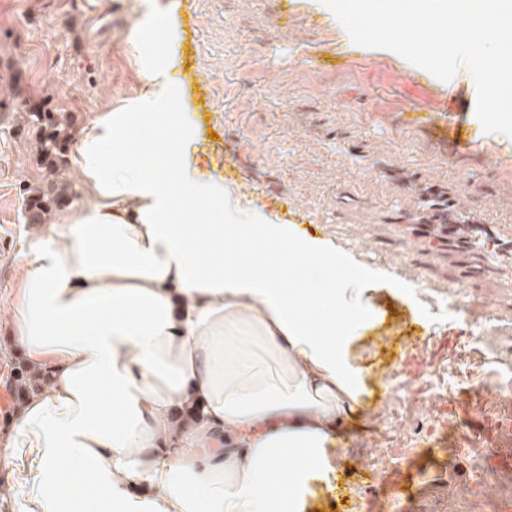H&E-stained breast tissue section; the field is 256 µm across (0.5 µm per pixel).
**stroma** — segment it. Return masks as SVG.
<instances>
[{"label":"stroma","mask_w":512,"mask_h":512,"mask_svg":"<svg viewBox=\"0 0 512 512\" xmlns=\"http://www.w3.org/2000/svg\"><path fill=\"white\" fill-rule=\"evenodd\" d=\"M154 2L0 0V102L21 91L83 131L139 91L127 40L137 29L164 41ZM181 2L194 25L172 80L199 114L196 168L222 173L240 206L273 223L319 225L338 257L373 277L379 316L350 348L364 402L344 421L335 494L318 512H448L473 499L500 512L512 483L486 479L474 434L512 423L499 391L512 377V263L483 259L430 220L438 207L456 224L512 227V139L484 132L473 76L444 83L356 45L321 0ZM21 121L0 111V512L26 492L32 464L4 441L23 403L11 341L21 259L45 231L24 215L22 187L42 173ZM435 384L448 387L437 417L417 399Z\"/></svg>","instance_id":"stroma-1"}]
</instances>
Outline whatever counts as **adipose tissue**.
I'll return each instance as SVG.
<instances>
[{"instance_id": "1", "label": "adipose tissue", "mask_w": 512, "mask_h": 512, "mask_svg": "<svg viewBox=\"0 0 512 512\" xmlns=\"http://www.w3.org/2000/svg\"><path fill=\"white\" fill-rule=\"evenodd\" d=\"M162 11L169 49L130 43L144 84L78 135L69 163L89 201L48 227L16 291L13 341L50 386L12 419V447L36 463L14 512H310L361 404L347 346L376 312L365 284L309 288L289 256L329 275L332 246L281 224L258 234L259 214L190 168L199 127L173 111L170 79L181 9ZM336 307L342 327L309 326V309Z\"/></svg>"}]
</instances>
